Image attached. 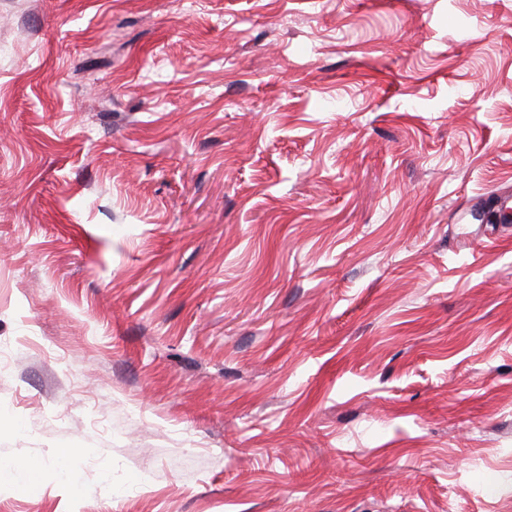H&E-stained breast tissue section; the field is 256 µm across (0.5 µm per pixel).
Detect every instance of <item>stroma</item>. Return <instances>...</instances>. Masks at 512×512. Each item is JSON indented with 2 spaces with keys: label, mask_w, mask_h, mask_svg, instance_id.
<instances>
[{
  "label": "stroma",
  "mask_w": 512,
  "mask_h": 512,
  "mask_svg": "<svg viewBox=\"0 0 512 512\" xmlns=\"http://www.w3.org/2000/svg\"><path fill=\"white\" fill-rule=\"evenodd\" d=\"M509 196L512 0H0V512H512Z\"/></svg>",
  "instance_id": "1"
}]
</instances>
